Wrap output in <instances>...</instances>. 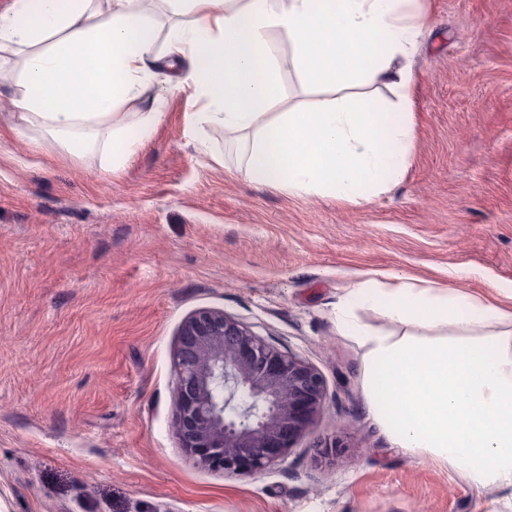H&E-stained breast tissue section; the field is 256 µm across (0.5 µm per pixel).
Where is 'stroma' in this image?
I'll return each mask as SVG.
<instances>
[{
    "instance_id": "35a3bbf8",
    "label": "stroma",
    "mask_w": 512,
    "mask_h": 512,
    "mask_svg": "<svg viewBox=\"0 0 512 512\" xmlns=\"http://www.w3.org/2000/svg\"><path fill=\"white\" fill-rule=\"evenodd\" d=\"M402 181L351 205L254 184L200 146L203 102L166 92L119 168L13 129L0 84V512H512L392 444L363 404L336 304L408 275L512 298V0H426ZM215 308L326 382L269 470L184 454L183 322Z\"/></svg>"
}]
</instances>
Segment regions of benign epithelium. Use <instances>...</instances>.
<instances>
[{"label": "benign epithelium", "mask_w": 512, "mask_h": 512, "mask_svg": "<svg viewBox=\"0 0 512 512\" xmlns=\"http://www.w3.org/2000/svg\"><path fill=\"white\" fill-rule=\"evenodd\" d=\"M175 426L197 465L250 476L271 468L314 423L326 384L220 309L182 324L173 357Z\"/></svg>", "instance_id": "obj_1"}]
</instances>
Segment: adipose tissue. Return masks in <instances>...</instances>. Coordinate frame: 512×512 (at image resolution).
<instances>
[{
	"label": "adipose tissue",
	"mask_w": 512,
	"mask_h": 512,
	"mask_svg": "<svg viewBox=\"0 0 512 512\" xmlns=\"http://www.w3.org/2000/svg\"><path fill=\"white\" fill-rule=\"evenodd\" d=\"M166 2L182 21L160 56L142 0H12L0 12V53L17 59L18 134L121 166L131 131L158 119L152 108L130 124L123 108L168 67L165 90L202 98L196 125L223 130L260 184L357 205L401 181L414 132L408 59L428 21L418 0ZM271 30L288 53L273 55ZM286 68L327 98L279 108ZM381 86L393 100L376 96ZM359 307L402 335L361 322ZM336 319L365 349V408L392 442L512 500V307L397 275L352 288Z\"/></svg>",
	"instance_id": "1"
}]
</instances>
